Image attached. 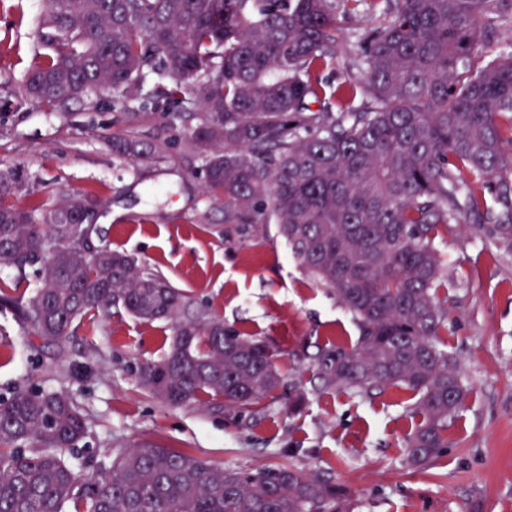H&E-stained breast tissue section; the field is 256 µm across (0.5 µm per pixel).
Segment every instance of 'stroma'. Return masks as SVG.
Masks as SVG:
<instances>
[{
	"mask_svg": "<svg viewBox=\"0 0 512 512\" xmlns=\"http://www.w3.org/2000/svg\"><path fill=\"white\" fill-rule=\"evenodd\" d=\"M46 0H0V170L21 173L11 201L26 208L59 194L95 202L101 243L191 294L225 325L275 347L282 387L229 411L174 406L149 394L138 368L162 358L169 332L126 313L98 321L62 345L42 343L0 306V399L20 389H63L87 431L79 456L151 443L190 451L220 469L291 468L343 486L354 512H512V248L488 225L458 213L442 230L448 317L442 331L470 389L448 422V448L427 467L408 464L410 392L351 396L325 389L322 351L357 342L359 329L333 293L309 275L274 224H228L204 192L203 162L185 146L171 107L143 101L128 126L110 98L65 115L18 104L16 92L42 47ZM135 130L167 141L162 157L131 164L108 138ZM305 395L295 411L294 391Z\"/></svg>",
	"mask_w": 512,
	"mask_h": 512,
	"instance_id": "1",
	"label": "stroma"
}]
</instances>
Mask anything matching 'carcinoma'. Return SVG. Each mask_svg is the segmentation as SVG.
Segmentation results:
<instances>
[{"label": "carcinoma", "mask_w": 512, "mask_h": 512, "mask_svg": "<svg viewBox=\"0 0 512 512\" xmlns=\"http://www.w3.org/2000/svg\"><path fill=\"white\" fill-rule=\"evenodd\" d=\"M360 14L353 65L362 85L325 90L339 17ZM48 54L26 74V103L66 112L109 96L138 117L149 97L181 106L187 146L224 223L276 224L305 270L358 322L350 347L325 351L318 377L339 392L396 387L419 418L412 464L437 461L469 389L439 336L448 311L438 239L461 211L512 245V0H48ZM112 155L161 151L127 134ZM501 181L496 203L478 187ZM17 173L0 171V265L31 269L28 298L0 296L45 343L60 344L123 311L171 331L167 353L140 366L164 403L256 405L281 385L277 350L243 336L165 277L96 243L87 259L72 195L19 208ZM85 421L63 390L0 400V512H351L346 489L292 468H214L143 443L75 463Z\"/></svg>", "instance_id": "obj_1"}]
</instances>
